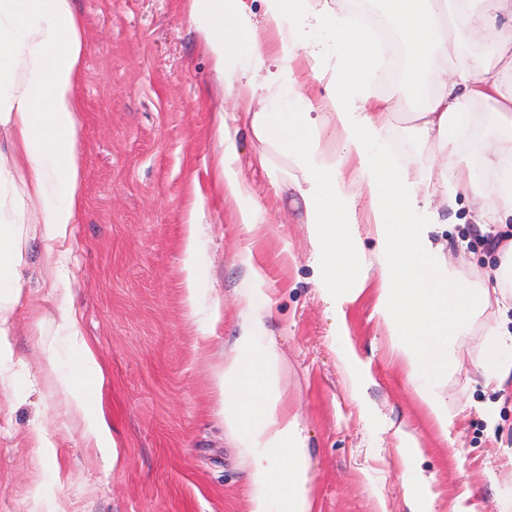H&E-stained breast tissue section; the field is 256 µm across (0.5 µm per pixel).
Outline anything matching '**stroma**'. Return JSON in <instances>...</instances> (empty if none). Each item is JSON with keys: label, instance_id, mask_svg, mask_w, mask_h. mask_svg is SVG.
<instances>
[{"label": "stroma", "instance_id": "1", "mask_svg": "<svg viewBox=\"0 0 512 512\" xmlns=\"http://www.w3.org/2000/svg\"><path fill=\"white\" fill-rule=\"evenodd\" d=\"M75 4L86 44L77 88L85 206L70 282L57 294L73 295L106 377L115 460L84 446L56 390L76 353L62 348L56 368L45 366L32 320L50 321L54 308L32 297L13 316L16 387L0 390V512H248L243 448L224 429L219 375L253 266L269 299L263 336L280 356L279 389L309 438L317 512H408L400 425L418 440L437 512H451L462 495L473 512H512V469L500 464L512 448V393L474 379L483 330L498 314L486 311L455 344L458 368L446 386L455 419L440 434L391 354L373 287L340 310L321 297L302 200L285 183L292 165L245 125L233 167L251 186L256 221L239 222L219 179L218 116L235 103L204 49L192 0ZM376 91L396 104L400 162L428 163L406 130L410 81ZM472 216V203L458 197L442 232L450 258L465 257L471 276L498 263ZM350 352L372 377L361 406L345 374ZM490 404L499 418L492 433L483 415Z\"/></svg>", "mask_w": 512, "mask_h": 512}]
</instances>
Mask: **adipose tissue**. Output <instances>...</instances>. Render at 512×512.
I'll use <instances>...</instances> for the list:
<instances>
[{"label":"adipose tissue","instance_id":"obj_1","mask_svg":"<svg viewBox=\"0 0 512 512\" xmlns=\"http://www.w3.org/2000/svg\"><path fill=\"white\" fill-rule=\"evenodd\" d=\"M382 2L413 77L410 131L435 157L420 167L394 158V104L372 92L384 77L374 31L341 15L335 0H262L259 14L246 0H194L192 16L218 69L233 66L224 93L236 100L253 136L287 150L295 166L323 296L338 306L355 302L366 286L363 270L376 266V308L391 348L444 433L450 420L444 382L458 336L488 309H512V245L493 271L471 279L432 238L441 208L453 207L459 191L476 202V224L512 223V32L497 28L498 17L512 18V0ZM488 39L492 51L476 55L474 46ZM84 50L73 0H0V134L9 144L0 151V386L9 380L15 309L32 289L54 291L70 280L84 205L77 94ZM297 61L321 94L300 91ZM479 102L494 109L495 144L467 155L463 146ZM218 129L224 191L235 201L248 199L250 185L231 167L238 130L224 118ZM34 224L47 253L35 272L26 260ZM365 236L377 243L374 258L360 248ZM257 294L241 292L240 333L224 353L220 377L224 423L245 437L248 512H316L308 438L279 390V354L257 343L264 328L263 313L254 309ZM52 326L53 338L39 343L42 358L56 365L60 338L77 349L79 359L59 375L58 388L85 441L107 447L106 413L91 407L88 390L103 386L104 376L73 300L58 301ZM477 368L485 386L502 389L512 378L511 331L488 329ZM400 438L406 501L410 512H426L438 495L417 467V442L405 432Z\"/></svg>","mask_w":512,"mask_h":512}]
</instances>
